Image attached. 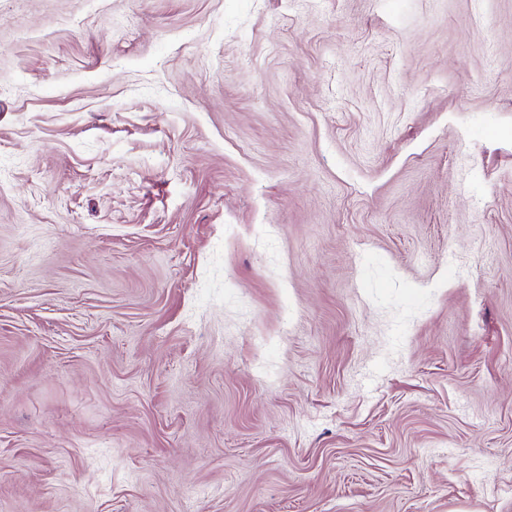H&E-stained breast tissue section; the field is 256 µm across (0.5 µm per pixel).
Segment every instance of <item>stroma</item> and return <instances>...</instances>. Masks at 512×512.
<instances>
[{
  "instance_id": "obj_1",
  "label": "stroma",
  "mask_w": 512,
  "mask_h": 512,
  "mask_svg": "<svg viewBox=\"0 0 512 512\" xmlns=\"http://www.w3.org/2000/svg\"><path fill=\"white\" fill-rule=\"evenodd\" d=\"M0 512H512V0H0Z\"/></svg>"
}]
</instances>
